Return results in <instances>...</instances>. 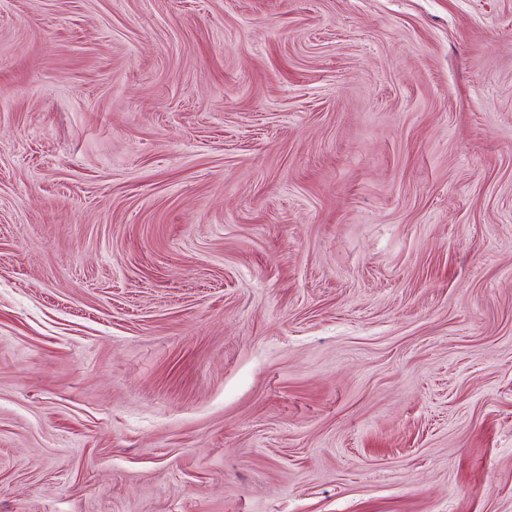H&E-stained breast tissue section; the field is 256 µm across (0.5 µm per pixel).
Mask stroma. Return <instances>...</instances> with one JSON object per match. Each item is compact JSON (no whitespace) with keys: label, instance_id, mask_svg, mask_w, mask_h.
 I'll use <instances>...</instances> for the list:
<instances>
[{"label":"stroma","instance_id":"1","mask_svg":"<svg viewBox=\"0 0 512 512\" xmlns=\"http://www.w3.org/2000/svg\"><path fill=\"white\" fill-rule=\"evenodd\" d=\"M0 512H512V0H0Z\"/></svg>","mask_w":512,"mask_h":512}]
</instances>
